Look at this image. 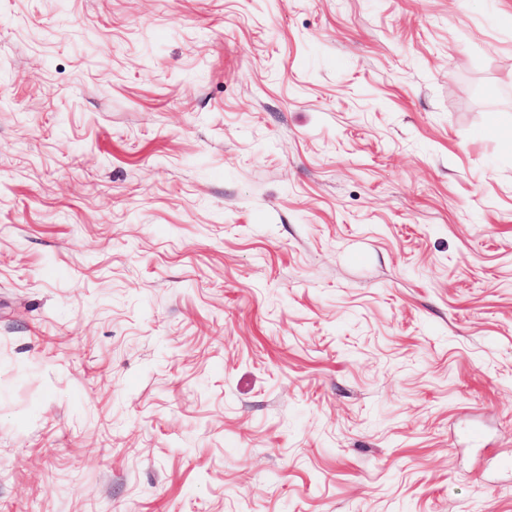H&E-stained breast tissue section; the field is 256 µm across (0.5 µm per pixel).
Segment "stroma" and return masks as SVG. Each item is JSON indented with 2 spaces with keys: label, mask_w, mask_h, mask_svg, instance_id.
Instances as JSON below:
<instances>
[{
  "label": "stroma",
  "mask_w": 512,
  "mask_h": 512,
  "mask_svg": "<svg viewBox=\"0 0 512 512\" xmlns=\"http://www.w3.org/2000/svg\"><path fill=\"white\" fill-rule=\"evenodd\" d=\"M0 512H512V0H0Z\"/></svg>",
  "instance_id": "1"
}]
</instances>
